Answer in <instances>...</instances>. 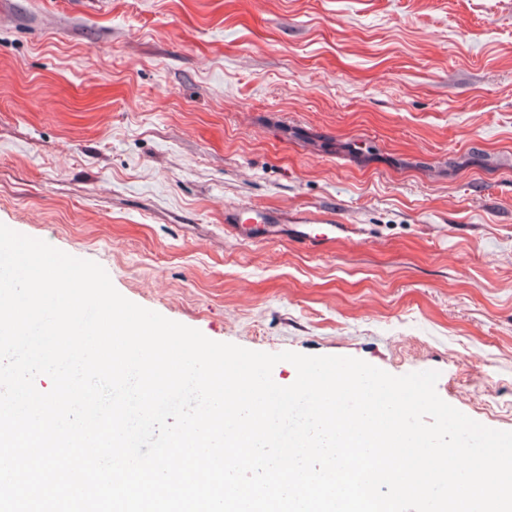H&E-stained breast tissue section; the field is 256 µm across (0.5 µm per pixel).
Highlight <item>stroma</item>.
I'll list each match as a JSON object with an SVG mask.
<instances>
[{"instance_id":"stroma-1","label":"stroma","mask_w":512,"mask_h":512,"mask_svg":"<svg viewBox=\"0 0 512 512\" xmlns=\"http://www.w3.org/2000/svg\"><path fill=\"white\" fill-rule=\"evenodd\" d=\"M245 203L369 236L242 241ZM0 223L512 431V0H0Z\"/></svg>"}]
</instances>
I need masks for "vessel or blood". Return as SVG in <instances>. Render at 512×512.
<instances>
[{"label":"vessel or blood","instance_id":"obj_1","mask_svg":"<svg viewBox=\"0 0 512 512\" xmlns=\"http://www.w3.org/2000/svg\"><path fill=\"white\" fill-rule=\"evenodd\" d=\"M224 222L238 239L267 244L289 237L296 241L326 245L364 233L363 228L341 223L332 213H291L285 209L266 210L251 205L226 207Z\"/></svg>","mask_w":512,"mask_h":512}]
</instances>
